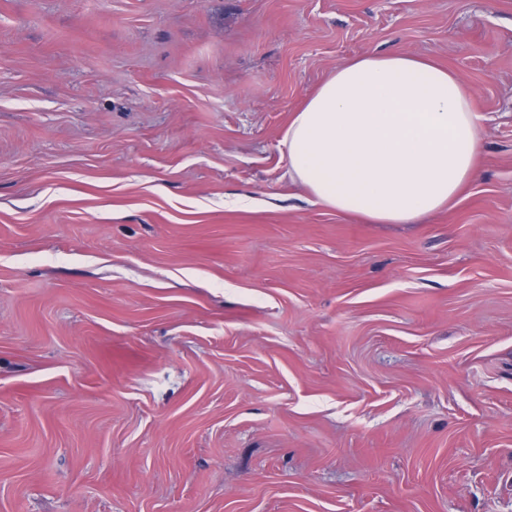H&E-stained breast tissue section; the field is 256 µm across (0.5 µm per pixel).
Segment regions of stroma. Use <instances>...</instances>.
Returning <instances> with one entry per match:
<instances>
[{
	"mask_svg": "<svg viewBox=\"0 0 512 512\" xmlns=\"http://www.w3.org/2000/svg\"><path fill=\"white\" fill-rule=\"evenodd\" d=\"M396 52L484 164L368 224L283 137ZM0 512H512V0H0Z\"/></svg>",
	"mask_w": 512,
	"mask_h": 512,
	"instance_id": "stroma-1",
	"label": "stroma"
}]
</instances>
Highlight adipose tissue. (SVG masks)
<instances>
[{
  "instance_id": "adipose-tissue-1",
  "label": "adipose tissue",
  "mask_w": 512,
  "mask_h": 512,
  "mask_svg": "<svg viewBox=\"0 0 512 512\" xmlns=\"http://www.w3.org/2000/svg\"><path fill=\"white\" fill-rule=\"evenodd\" d=\"M288 172L315 203L371 224L455 206L482 169L481 116L448 67L405 53L348 59L294 113Z\"/></svg>"
}]
</instances>
